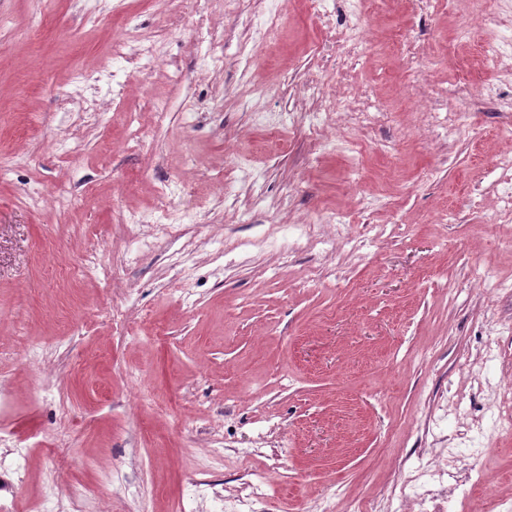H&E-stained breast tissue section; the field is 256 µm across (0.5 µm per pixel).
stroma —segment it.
Masks as SVG:
<instances>
[{
  "mask_svg": "<svg viewBox=\"0 0 512 512\" xmlns=\"http://www.w3.org/2000/svg\"><path fill=\"white\" fill-rule=\"evenodd\" d=\"M357 7L0 0L14 512L78 488L85 512H240L257 478L253 512H412L441 460L449 501L482 468L466 512H512V217L489 163L512 154V50L464 36L512 38V0H364V53L339 38Z\"/></svg>",
  "mask_w": 512,
  "mask_h": 512,
  "instance_id": "35a3bbf8",
  "label": "stroma"
}]
</instances>
